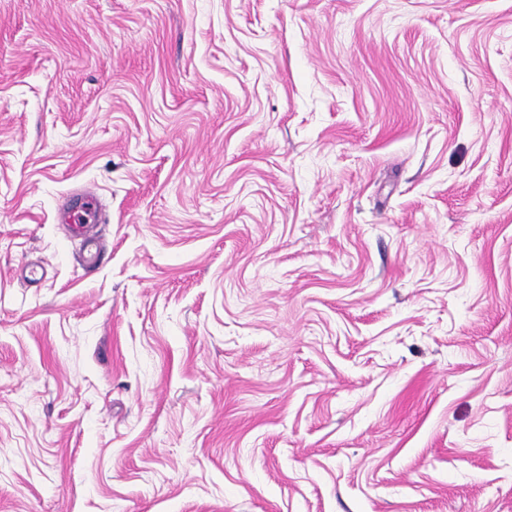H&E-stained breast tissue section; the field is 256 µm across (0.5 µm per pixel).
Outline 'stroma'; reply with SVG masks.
<instances>
[{"label":"stroma","instance_id":"35a3bbf8","mask_svg":"<svg viewBox=\"0 0 512 512\" xmlns=\"http://www.w3.org/2000/svg\"><path fill=\"white\" fill-rule=\"evenodd\" d=\"M0 512H512V0H0Z\"/></svg>","mask_w":512,"mask_h":512}]
</instances>
